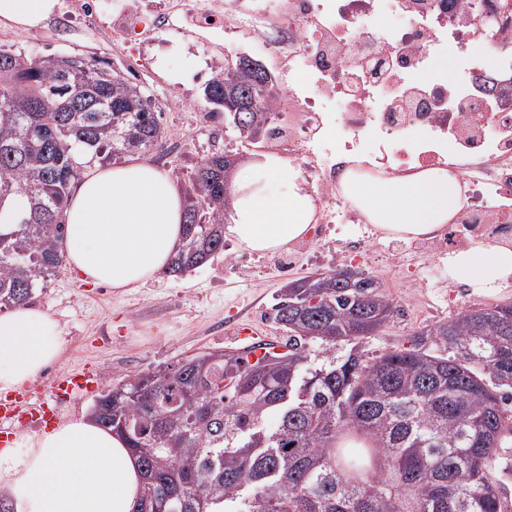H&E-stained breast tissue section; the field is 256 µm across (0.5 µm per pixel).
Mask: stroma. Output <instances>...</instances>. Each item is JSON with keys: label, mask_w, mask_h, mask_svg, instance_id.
<instances>
[{"label": "stroma", "mask_w": 512, "mask_h": 512, "mask_svg": "<svg viewBox=\"0 0 512 512\" xmlns=\"http://www.w3.org/2000/svg\"><path fill=\"white\" fill-rule=\"evenodd\" d=\"M50 16L42 28L22 31L10 48L25 56L75 53L103 58L155 99L165 135L154 154L162 167L188 178L212 152L230 150L243 162L263 155L246 145L233 129L209 120L211 104L203 95L211 75L202 48L171 35L149 53L115 49L97 27L71 25L66 35L42 39L41 29L57 25ZM364 238L362 252L346 256L344 244ZM350 265L375 276L396 309L375 336L363 340L365 354L375 356L409 346L412 335L430 323L447 320L465 308L487 302H512V289L491 296L455 287L448 275L447 252L424 253L416 242L380 238L370 224L311 225L305 240L276 253L241 250L225 242L223 253L177 275L162 274L144 287L119 292L62 272L32 302L48 310L65 340L61 358L48 377L88 366L100 375V390L112 388L185 356L215 348L233 350L253 340H285L273 320L279 288L288 281ZM247 321L253 337L238 336L235 319Z\"/></svg>", "instance_id": "35a3bbf8"}]
</instances>
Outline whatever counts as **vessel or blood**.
Segmentation results:
<instances>
[{"instance_id":"obj_1","label":"vessel or blood","mask_w":512,"mask_h":512,"mask_svg":"<svg viewBox=\"0 0 512 512\" xmlns=\"http://www.w3.org/2000/svg\"><path fill=\"white\" fill-rule=\"evenodd\" d=\"M98 384L96 373L79 368L65 372L47 384L45 390H38L37 386L32 385L15 391L6 402L0 404V444H13L21 428L27 424L47 428L54 425L58 414L50 405L51 397L63 394L74 398L94 390Z\"/></svg>"}]
</instances>
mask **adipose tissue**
I'll return each mask as SVG.
<instances>
[{"instance_id": "obj_1", "label": "adipose tissue", "mask_w": 512, "mask_h": 512, "mask_svg": "<svg viewBox=\"0 0 512 512\" xmlns=\"http://www.w3.org/2000/svg\"><path fill=\"white\" fill-rule=\"evenodd\" d=\"M57 6L58 0H0V19L34 28ZM299 180L296 164L272 154L239 170L225 236L260 253L302 242L314 205ZM342 185L386 239L435 234L463 206L459 181L444 168L395 179L356 176ZM183 206L170 173L147 160L95 165L64 211L68 270L124 290L157 279L181 240ZM448 273L477 293L512 288V247L470 239L449 252ZM63 348L48 311L19 306L0 314V392L40 377ZM141 488L138 461L123 438L85 413L33 436L25 451L0 450V495L15 512H136Z\"/></svg>"}]
</instances>
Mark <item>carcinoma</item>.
Here are the masks:
<instances>
[{
	"mask_svg": "<svg viewBox=\"0 0 512 512\" xmlns=\"http://www.w3.org/2000/svg\"><path fill=\"white\" fill-rule=\"evenodd\" d=\"M205 84L215 109L244 112L253 142L270 120L260 62L233 59ZM105 60L65 73L55 56L0 49V214L27 206L0 231V310L27 305L64 269V209L91 161L145 154L164 137L140 86ZM257 102H252L251 96ZM229 162L189 176L181 273L224 251ZM332 270L282 286L272 306L288 333L250 361L253 346L211 350L140 372L93 406L136 456V512H504L487 469L512 422V303L465 308L420 328L408 347L363 354L394 312L361 270ZM281 351H276V348Z\"/></svg>",
	"mask_w": 512,
	"mask_h": 512,
	"instance_id": "cac0c4a2",
	"label": "carcinoma"
}]
</instances>
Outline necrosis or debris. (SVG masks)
<instances>
[{
    "instance_id": "necrosis-or-debris-1",
    "label": "necrosis or debris",
    "mask_w": 512,
    "mask_h": 512,
    "mask_svg": "<svg viewBox=\"0 0 512 512\" xmlns=\"http://www.w3.org/2000/svg\"><path fill=\"white\" fill-rule=\"evenodd\" d=\"M499 0H122L104 33L130 49L172 30H230L231 42L272 50L279 88L267 147L299 159L313 223H365L339 183L351 166L382 177L448 165L464 205L436 236L454 250L472 237L512 238V15L487 69L475 13ZM452 54L458 78L438 61Z\"/></svg>"
}]
</instances>
